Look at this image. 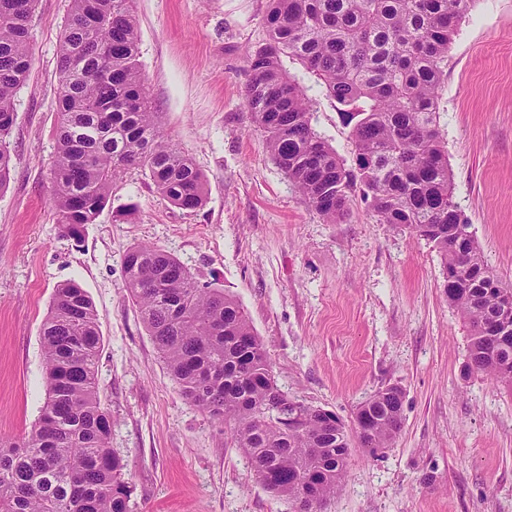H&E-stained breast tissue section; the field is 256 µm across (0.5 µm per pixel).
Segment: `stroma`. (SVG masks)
Listing matches in <instances>:
<instances>
[{"label":"stroma","mask_w":512,"mask_h":512,"mask_svg":"<svg viewBox=\"0 0 512 512\" xmlns=\"http://www.w3.org/2000/svg\"><path fill=\"white\" fill-rule=\"evenodd\" d=\"M69 5L35 2L32 68L8 137L0 436L23 437L41 415L42 325L56 288L74 281L97 314L99 395L132 512H294L170 375L125 281L126 252L149 244L242 305L282 391L343 422L350 456L323 512H512V390L466 371L468 327L444 293L439 254L359 199L343 222H324L251 120L245 53L267 39L268 0H136L147 99L203 173L205 202L176 208L131 169L81 239L63 231L51 165ZM284 67L312 101L313 128L353 166L339 104L296 61ZM438 104L454 199L488 267L512 284V0H478L461 22ZM392 385L404 393L403 425L372 453L354 436L355 412Z\"/></svg>","instance_id":"stroma-1"}]
</instances>
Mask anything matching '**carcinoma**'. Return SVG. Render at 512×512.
<instances>
[{
  "label": "carcinoma",
  "mask_w": 512,
  "mask_h": 512,
  "mask_svg": "<svg viewBox=\"0 0 512 512\" xmlns=\"http://www.w3.org/2000/svg\"><path fill=\"white\" fill-rule=\"evenodd\" d=\"M477 0H269L268 39L246 55L244 100L274 161L328 223L360 192L378 220L433 244L448 302L470 333L468 372L512 386V342L492 331L501 288L512 285L482 259L454 200L438 97L448 51ZM35 0H0V189L10 176L7 138L31 66ZM133 0H72L58 55L52 202L62 228L81 236L130 168L185 210L200 208L205 179L164 137L150 111L139 62ZM293 57L343 106L353 123L347 168L312 128L310 100L287 75ZM94 136L83 134L84 128ZM127 288L182 394L229 427L271 493L317 512L336 495L349 456L344 424L281 391L263 343L241 305L199 285L160 248L137 245L124 258ZM46 401L24 437L0 438V512H131L123 464L109 446L111 418L97 384L101 336L83 288H56L43 323ZM402 393L385 388L362 403V447L387 448L402 426ZM278 409L282 417L267 412ZM315 504L304 510L303 485Z\"/></svg>",
  "instance_id": "cac0c4a2"
}]
</instances>
